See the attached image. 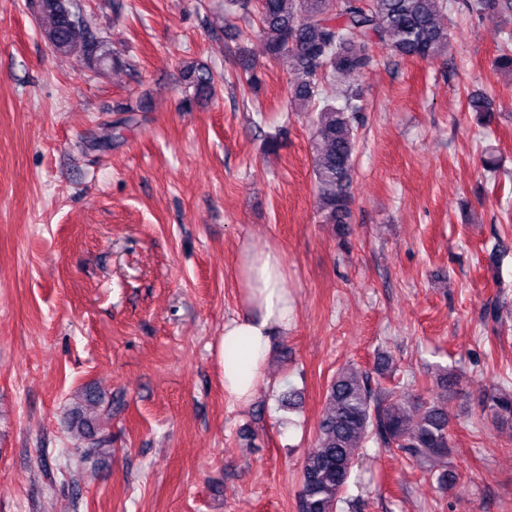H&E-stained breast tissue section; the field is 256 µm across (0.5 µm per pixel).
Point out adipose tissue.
Instances as JSON below:
<instances>
[{"label":"adipose tissue","mask_w":512,"mask_h":512,"mask_svg":"<svg viewBox=\"0 0 512 512\" xmlns=\"http://www.w3.org/2000/svg\"><path fill=\"white\" fill-rule=\"evenodd\" d=\"M239 302L244 316L224 324L222 348L240 347L237 366L224 370V393L244 405L253 398L275 336L287 330L293 313L281 251L242 245L237 257Z\"/></svg>","instance_id":"1"}]
</instances>
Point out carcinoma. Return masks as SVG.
<instances>
[{"mask_svg":"<svg viewBox=\"0 0 512 512\" xmlns=\"http://www.w3.org/2000/svg\"><path fill=\"white\" fill-rule=\"evenodd\" d=\"M42 23L45 40L57 53L95 72L119 70L127 62L111 51L91 26L77 0H27ZM472 15L493 12L512 19V0H460ZM448 0H226L225 18L241 14L258 19L267 55L287 63L290 109L307 112L313 128V173L322 223L348 230L354 162L358 147L356 114L362 90L355 78L373 66L369 49L385 44L400 58L433 61L447 53L448 31L441 18ZM238 81L252 91L260 84L254 67L238 63ZM495 73L512 74V30L505 33L493 60ZM187 102L216 94V77L205 66L183 72ZM468 106L489 125L492 103L481 94ZM447 388L425 399H403L392 391L376 393L362 369L349 366L326 385L324 410L315 446L301 462L296 512H339L342 494L365 443L404 452L420 463L448 455ZM482 410L501 426L512 428V387L493 384L479 399ZM77 433L89 441L83 460L106 446L93 420L77 410Z\"/></svg>","mask_w":512,"mask_h":512,"instance_id":"carcinoma-1","label":"carcinoma"}]
</instances>
